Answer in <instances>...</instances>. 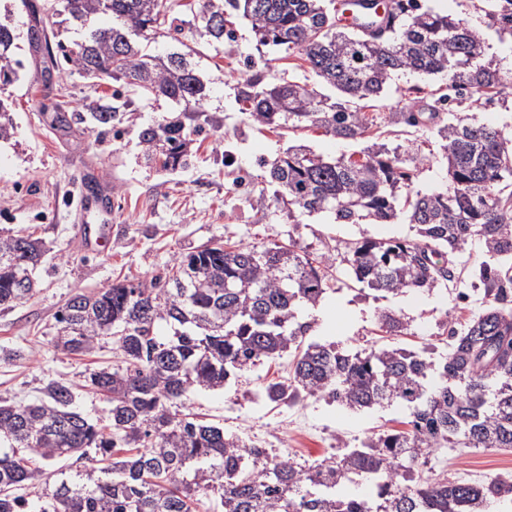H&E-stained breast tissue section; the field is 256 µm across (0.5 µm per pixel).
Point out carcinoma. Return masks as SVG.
Returning <instances> with one entry per match:
<instances>
[{
	"instance_id": "1",
	"label": "carcinoma",
	"mask_w": 512,
	"mask_h": 512,
	"mask_svg": "<svg viewBox=\"0 0 512 512\" xmlns=\"http://www.w3.org/2000/svg\"><path fill=\"white\" fill-rule=\"evenodd\" d=\"M484 4L499 29L512 33V0ZM24 7L31 22L25 46L12 27L14 4L3 3L1 84L27 71L23 54H46L51 68L29 75L32 88L54 71L75 68L96 82L121 81L163 98L198 129L209 122L207 82L189 52L148 53L161 30H187L217 49L233 36L229 18L240 17L260 45L298 54L321 85L358 100L381 96L400 72L442 76L448 92L420 102L448 109L436 129L450 176L446 191L410 189L413 175L395 149L329 159L297 148L271 164L272 202L288 203L291 213H328L341 224H387L406 215L417 239L365 238L348 255L356 280L377 292L457 283L449 255L478 236L487 248L478 279L488 305L462 328L449 327L448 353L436 364L404 349L346 354L306 341L310 324L297 320L296 306L321 298L325 261L293 241L261 248L215 242L179 254L150 280L76 295L56 316V347L82 355L109 337L127 366L86 380L108 402L96 421L73 408L64 379L50 381L38 404L0 403V512H192L201 492L214 498V512H480L488 498L512 497V483L499 479L415 477L437 448H512V151L501 130L453 109L490 101L505 86L485 61L482 32L425 0H389L390 21L378 37L340 23L338 0H194L175 16L168 0H24ZM71 22L77 39L64 36ZM235 102L262 129L305 124L356 140L373 126L346 100L257 72L238 84ZM11 112V99L0 97L1 140L13 130ZM139 140L165 169L188 160L181 115L142 128ZM43 256L35 239L0 237L1 308L32 297ZM286 353L292 378L263 385L269 403L314 396L352 410L399 403L411 409V429L382 434L338 462L302 466L274 460L194 414L171 411L191 391L222 388ZM22 448L44 460L74 456L103 466L50 481ZM124 448L128 456L114 460ZM350 474L379 476L376 498L345 493ZM41 482L45 491L35 501L15 494Z\"/></svg>"
}]
</instances>
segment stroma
Listing matches in <instances>:
<instances>
[{"mask_svg": "<svg viewBox=\"0 0 512 512\" xmlns=\"http://www.w3.org/2000/svg\"><path fill=\"white\" fill-rule=\"evenodd\" d=\"M438 11L452 15L484 33L487 58L502 74L512 75V34L502 32L486 15L483 0H431ZM236 35L221 50L195 41L191 33L178 39L158 38L151 53L164 55L177 47L190 48L206 59L210 80L212 123L193 135L190 163L177 170L146 165L138 132L144 125L168 115L165 101H149L120 82L94 85L72 72L54 78L49 88H31L16 82L5 93L15 102L14 132L0 140V235L29 236L47 250L37 271L38 288L25 304L0 310V401L33 403L43 397L44 385L66 379L76 396V407L86 417L103 416L102 395L87 388L89 374L120 366L122 358L111 339L99 342L87 355H68L55 346L58 311L75 294L108 287L118 280L148 279L163 273L173 258L216 241L270 246L296 242L310 257L328 263L326 292L320 305H301L300 321L311 323L312 340L333 343L349 352L374 348L448 350L449 326H463L483 308V294L471 290L474 273L486 258L482 240L469 241L459 256L467 299L452 289L409 290L386 296L362 288L353 278L346 258L355 242L413 239V225L398 220L379 224L370 220L338 224L327 214L292 217L283 205L257 211L254 200L271 194L265 181V162L296 145L337 158L382 144L398 149L408 169L417 170L413 187L442 191L448 169L441 163V141L433 123L410 127L395 121L418 98V89L440 85V78L416 73L394 76L389 88L367 113L373 121L370 137L343 140L323 130L297 128L283 134L258 129L239 112L235 86L252 70L271 78H286L310 86L317 79L306 64L258 45L247 21L237 20ZM119 106L111 124L91 121L90 111L102 101ZM65 104L72 116L71 132L63 136L51 125L55 104ZM470 121L502 130L512 138V88L493 101L462 103ZM427 157L419 165V157ZM102 179L110 187L116 217L112 242L98 253L80 248L76 224L67 207L75 185ZM390 312L405 324L401 333L379 329V317ZM291 355L266 360L239 373L226 387L197 389L185 402L188 411L223 427L226 435L251 441L268 436L273 453L301 465L339 457L361 447L375 433L407 429V407L394 404L353 411L323 398H309L291 406H273L262 386L290 377ZM421 477L464 479L475 483L499 477L512 481V448H441L419 467Z\"/></svg>", "mask_w": 512, "mask_h": 512, "instance_id": "obj_1", "label": "stroma"}]
</instances>
